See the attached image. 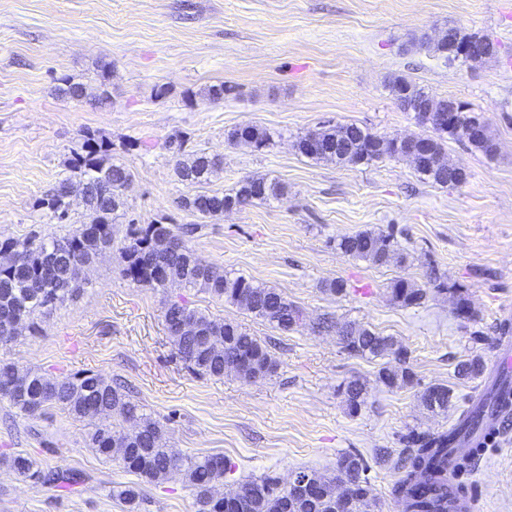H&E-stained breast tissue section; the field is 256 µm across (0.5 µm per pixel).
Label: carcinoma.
<instances>
[{
	"mask_svg": "<svg viewBox=\"0 0 512 512\" xmlns=\"http://www.w3.org/2000/svg\"><path fill=\"white\" fill-rule=\"evenodd\" d=\"M58 95L80 101L87 97V87L64 76L56 87ZM397 97L406 92L412 97H427L436 109H447L450 99L434 97L405 78L390 85ZM454 129L448 137L467 144L487 156L496 152L483 117L473 110L454 116ZM233 144L262 149L272 144L273 135L255 125H241L227 135ZM295 148L302 156L338 165H372L386 158L412 162L425 181L441 187L457 186L456 168L445 162L443 133L416 136L402 143L355 124L324 123L300 136ZM224 168L223 158L196 152L182 157V144L175 151L174 175L196 191L181 199V207L203 218H220L228 207L243 208L277 200L287 193L283 183L264 175L244 176L229 193L204 189ZM70 174L58 181L52 192L39 200L38 206L59 224L70 220L71 196H81L89 222L80 224L62 237H41L34 233L24 239L0 241V342L16 336L15 325L24 324L30 333L40 330V321L57 307L73 300L84 286L83 266L94 262L112 249L113 224L125 216L124 187L133 174L112 162V142L95 132H83V152L68 161ZM128 243L122 248L124 277L145 288H165L164 278L178 281L186 288H196L213 298L236 305L266 321L283 333L302 326L303 310L275 288L243 276H233L224 269L200 259L189 246L193 227L174 224L136 225L129 221ZM336 249L354 259L383 266L392 262L405 264L411 254L401 246L394 230L364 229L336 239ZM427 282L421 286L407 278L390 285V301L400 307H419L429 289L449 294L453 311L464 318L476 317L464 285L443 277L431 266ZM196 328L195 335L180 334L182 321ZM164 321L174 353L193 372L220 377L227 370L239 378L264 379L276 369V360L268 347L241 325L218 321L182 299L168 298L164 303ZM324 330L336 329L347 353L370 359L392 358L378 371V380L390 390L412 387L415 374L406 352L392 336H382L366 325L338 323L329 318L318 323ZM485 362L475 355L455 366V376L462 381L484 375ZM348 413L355 415L366 405V388L360 379L339 386ZM0 397L27 417H36L50 408H58L89 421L87 447L107 460L119 461L122 468L147 483H159L174 474L183 476L195 493L196 512H224V496L213 492L214 485L231 470L222 455L190 456L177 454L166 446V429L141 413V407L124 392L121 385L99 373L82 372L66 379H56L34 370L22 371L0 362ZM423 407L431 413H445L452 392L443 384L420 391ZM456 430L409 435L413 449L401 460V476L392 487V495L403 512H448L443 502L448 498V449L456 448ZM7 465L18 475L31 480L51 481L60 474H44L37 463L21 453ZM364 460L345 453L329 473L312 471L323 483L343 481L348 485V507L343 512H375L377 501L371 496ZM246 498L243 512H336V499L320 494L313 499H289L279 481L270 476L252 478L239 484ZM141 491L132 485L119 486L112 496L128 512H136Z\"/></svg>",
	"mask_w": 512,
	"mask_h": 512,
	"instance_id": "cac0c4a2",
	"label": "carcinoma"
}]
</instances>
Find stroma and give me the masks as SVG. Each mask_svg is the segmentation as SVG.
Segmentation results:
<instances>
[{
	"instance_id": "stroma-1",
	"label": "stroma",
	"mask_w": 512,
	"mask_h": 512,
	"mask_svg": "<svg viewBox=\"0 0 512 512\" xmlns=\"http://www.w3.org/2000/svg\"><path fill=\"white\" fill-rule=\"evenodd\" d=\"M437 28L478 33L496 52L446 64L417 45ZM105 63L107 104L55 94L64 75L95 86ZM396 76L483 115L494 157L445 142L448 158L468 174L465 184L424 182L407 161L339 167L295 150L298 136L325 122L388 138L429 135L395 103L387 84ZM219 83L223 100L209 101L207 88ZM159 86L165 97H154ZM244 124L275 131L272 145L229 143L228 131ZM85 129L111 141L113 161L134 174L125 192L129 218L196 225L190 244L201 258L281 291L306 323L285 334L193 288L138 287L122 274L128 227L118 224L111 250L86 271L88 288L48 314L39 335L24 330L0 344V361L60 379L92 371L121 382L164 425L168 447L230 460L218 491L260 476L283 482L300 468L324 473L352 452L368 463L379 512H397L391 489L406 435L455 423L480 386L456 378L457 362L490 359L503 313L512 310V0H0V240L60 236L84 222L81 201L67 225L50 221L37 201L68 176ZM173 140L185 153L223 158L212 189L227 192L259 174L288 192L216 219L187 211L180 200L192 189L173 175ZM390 227L412 264L375 266L332 244ZM430 262L465 286L475 318L455 317L449 296L434 292L416 308L390 302V284L401 277L425 284ZM335 278L347 281L345 294L324 291ZM177 296L260 338L275 373L246 382L187 368L163 318L166 298ZM327 316L398 340L418 387H385L379 361L348 354L335 331L319 329ZM354 377L367 387V404L353 416L337 388ZM435 383L454 392L442 415L418 398L419 387ZM87 432L67 412L24 417L0 400V455L21 452L43 471L75 476L70 484L35 483L0 463V512H124L112 489L137 478L92 452ZM461 481L479 512H512V429L491 440ZM138 512H195V494L179 475L145 484Z\"/></svg>"
}]
</instances>
